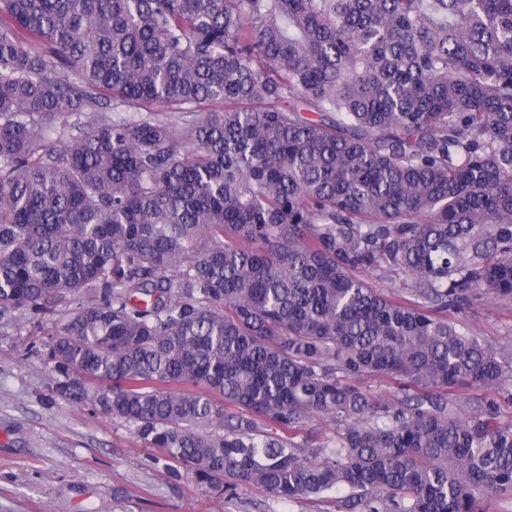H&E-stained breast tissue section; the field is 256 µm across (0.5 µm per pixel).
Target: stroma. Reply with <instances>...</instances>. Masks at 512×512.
<instances>
[{
    "mask_svg": "<svg viewBox=\"0 0 512 512\" xmlns=\"http://www.w3.org/2000/svg\"><path fill=\"white\" fill-rule=\"evenodd\" d=\"M458 321L512 349V302L485 298ZM38 326L0 317V512H337L241 486L228 498L171 468L123 422L51 397Z\"/></svg>",
    "mask_w": 512,
    "mask_h": 512,
    "instance_id": "1",
    "label": "stroma"
}]
</instances>
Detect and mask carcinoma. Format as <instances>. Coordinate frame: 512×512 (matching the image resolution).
Listing matches in <instances>:
<instances>
[{"label": "carcinoma", "instance_id": "cac0c4a2", "mask_svg": "<svg viewBox=\"0 0 512 512\" xmlns=\"http://www.w3.org/2000/svg\"><path fill=\"white\" fill-rule=\"evenodd\" d=\"M483 295L512 0H0V316L50 321L51 396L228 497L484 512L512 352L451 320ZM361 277L369 282V284L374 288H377L388 295H392L398 288H400L398 278L383 270L363 272L361 273Z\"/></svg>", "mask_w": 512, "mask_h": 512}]
</instances>
